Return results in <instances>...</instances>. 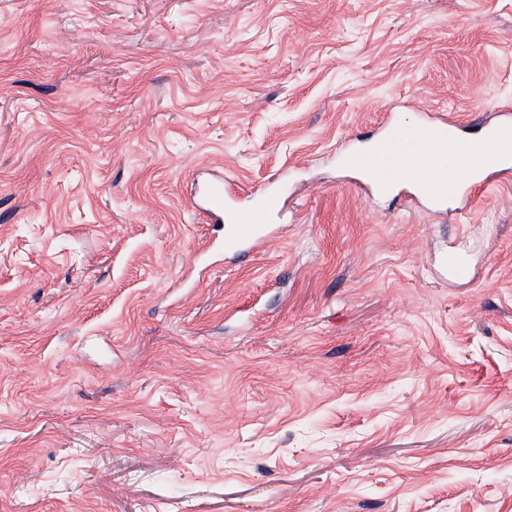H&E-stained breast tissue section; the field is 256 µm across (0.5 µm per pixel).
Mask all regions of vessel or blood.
<instances>
[{
  "mask_svg": "<svg viewBox=\"0 0 512 512\" xmlns=\"http://www.w3.org/2000/svg\"><path fill=\"white\" fill-rule=\"evenodd\" d=\"M385 134L364 164V178L374 190L400 188L419 200L444 205L460 200L461 214H468L478 190L488 189L494 174L512 168V118L486 124L479 137L459 136L454 119L439 116L410 127L385 116ZM451 165H444L445 155ZM206 212L224 226L219 248L246 251L265 237L276 203L275 187L255 195L250 204H240L237 192L215 177L202 189Z\"/></svg>",
  "mask_w": 512,
  "mask_h": 512,
  "instance_id": "1",
  "label": "vessel or blood"
}]
</instances>
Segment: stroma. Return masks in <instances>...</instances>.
<instances>
[{"label":"stroma","instance_id":"obj_1","mask_svg":"<svg viewBox=\"0 0 512 512\" xmlns=\"http://www.w3.org/2000/svg\"><path fill=\"white\" fill-rule=\"evenodd\" d=\"M503 104L512 0H0V512H512V172L345 157ZM506 119L485 125L477 138L458 135L456 121L446 115L421 122L416 127L385 116V134L366 164L360 158L364 178L374 190H410L417 200L444 205L460 199L461 215L471 211L477 190L486 191L491 177L512 165V118L510 110H500ZM450 153L453 163L445 166ZM205 211L217 223L225 222L224 238L214 246L224 250L246 251L254 248L269 230L268 221L276 203V189L268 186L254 195L248 205L239 203L237 192L224 184V178L215 177L203 186Z\"/></svg>","mask_w":512,"mask_h":512}]
</instances>
